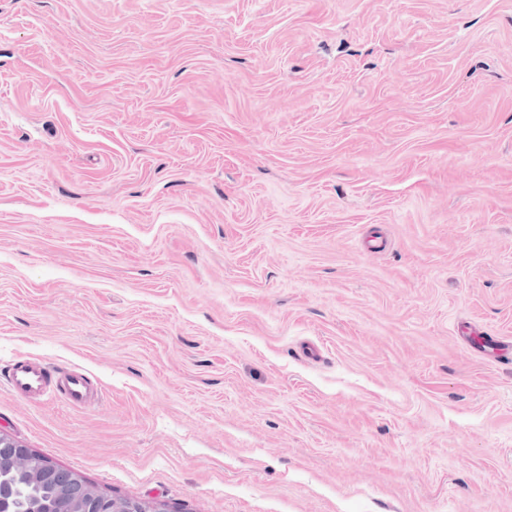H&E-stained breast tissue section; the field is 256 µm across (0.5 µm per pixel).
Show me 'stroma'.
Returning a JSON list of instances; mask_svg holds the SVG:
<instances>
[{
    "label": "stroma",
    "mask_w": 512,
    "mask_h": 512,
    "mask_svg": "<svg viewBox=\"0 0 512 512\" xmlns=\"http://www.w3.org/2000/svg\"><path fill=\"white\" fill-rule=\"evenodd\" d=\"M512 0H0V429L167 512H512ZM5 380L9 389L32 402L61 396L75 408H85L99 396L90 377L78 368L58 367L52 371L43 361L18 359L8 366Z\"/></svg>",
    "instance_id": "1"
}]
</instances>
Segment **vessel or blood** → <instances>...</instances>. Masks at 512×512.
I'll use <instances>...</instances> for the list:
<instances>
[{"label":"vessel or blood","instance_id":"obj_1","mask_svg":"<svg viewBox=\"0 0 512 512\" xmlns=\"http://www.w3.org/2000/svg\"><path fill=\"white\" fill-rule=\"evenodd\" d=\"M5 380L13 393L33 402L59 396L72 407L84 408L99 396L98 389L83 370L63 367L53 370L36 359L14 361L6 371Z\"/></svg>","mask_w":512,"mask_h":512}]
</instances>
